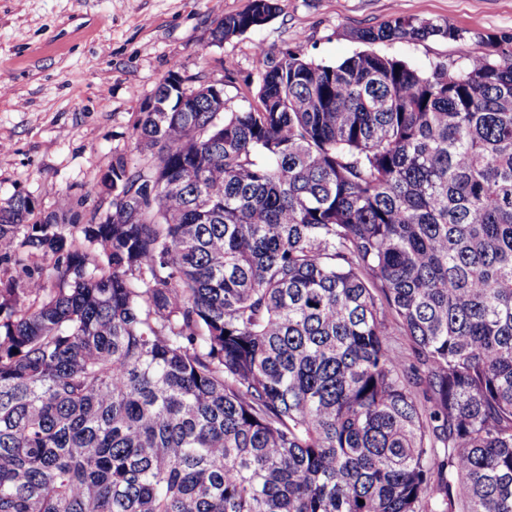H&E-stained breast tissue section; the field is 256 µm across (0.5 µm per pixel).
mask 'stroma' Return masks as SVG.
Returning <instances> with one entry per match:
<instances>
[{
    "mask_svg": "<svg viewBox=\"0 0 512 512\" xmlns=\"http://www.w3.org/2000/svg\"><path fill=\"white\" fill-rule=\"evenodd\" d=\"M248 0H0V206L34 199L31 222L68 201L82 220L112 197L93 192L114 157L137 155L134 124L173 65L219 79L255 73L257 46L335 64L362 51L353 30L395 14L448 22L457 40L374 44L418 68L465 61L512 34V0H281L265 26L215 44L214 20Z\"/></svg>",
    "mask_w": 512,
    "mask_h": 512,
    "instance_id": "stroma-1",
    "label": "stroma"
}]
</instances>
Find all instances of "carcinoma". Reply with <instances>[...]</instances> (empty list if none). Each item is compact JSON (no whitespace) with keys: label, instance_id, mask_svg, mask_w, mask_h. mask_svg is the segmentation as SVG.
I'll return each instance as SVG.
<instances>
[{"label":"carcinoma","instance_id":"carcinoma-1","mask_svg":"<svg viewBox=\"0 0 512 512\" xmlns=\"http://www.w3.org/2000/svg\"><path fill=\"white\" fill-rule=\"evenodd\" d=\"M509 41L260 47L254 97L142 106L105 219L0 207V512H512Z\"/></svg>","mask_w":512,"mask_h":512}]
</instances>
